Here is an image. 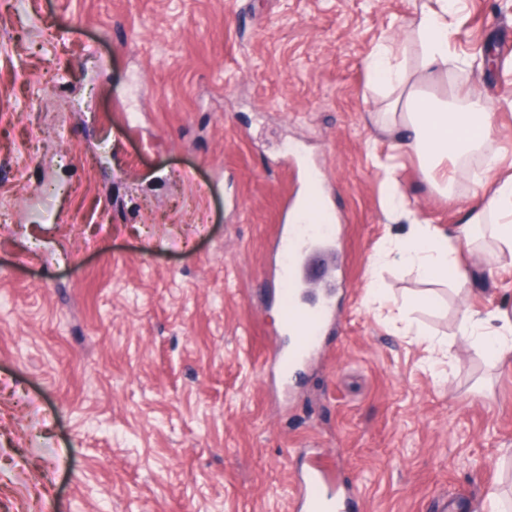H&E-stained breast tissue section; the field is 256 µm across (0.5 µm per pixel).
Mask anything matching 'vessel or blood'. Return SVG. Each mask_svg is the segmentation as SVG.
<instances>
[{"mask_svg":"<svg viewBox=\"0 0 512 512\" xmlns=\"http://www.w3.org/2000/svg\"><path fill=\"white\" fill-rule=\"evenodd\" d=\"M281 264L276 277L284 282L282 294L284 325L294 335L293 346L274 354L271 363L282 377H289L297 366L321 348L327 322L335 315L332 290L334 277H327L323 295L314 303L301 298L317 263L336 253V234L331 224H293L280 234ZM359 492L355 487L334 484L332 463L310 460L295 484L293 512H356Z\"/></svg>","mask_w":512,"mask_h":512,"instance_id":"b4317fda","label":"vessel or blood"}]
</instances>
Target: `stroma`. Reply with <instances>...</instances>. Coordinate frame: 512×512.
<instances>
[{
	"label": "stroma",
	"mask_w": 512,
	"mask_h": 512,
	"mask_svg": "<svg viewBox=\"0 0 512 512\" xmlns=\"http://www.w3.org/2000/svg\"><path fill=\"white\" fill-rule=\"evenodd\" d=\"M415 2L0 0V512H292L312 453L359 512H512V365L461 329L512 315V263L485 229L462 290L394 253L485 203L483 156L512 174V111L445 184L369 70L386 44L423 95L512 99V0H460L431 77ZM311 172L345 285L284 397L269 273Z\"/></svg>",
	"instance_id": "35a3bbf8"
}]
</instances>
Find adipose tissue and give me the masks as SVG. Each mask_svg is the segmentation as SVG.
I'll return each mask as SVG.
<instances>
[{
	"instance_id": "obj_1",
	"label": "adipose tissue",
	"mask_w": 512,
	"mask_h": 512,
	"mask_svg": "<svg viewBox=\"0 0 512 512\" xmlns=\"http://www.w3.org/2000/svg\"><path fill=\"white\" fill-rule=\"evenodd\" d=\"M457 9V0H435L434 5H422L414 30L423 52L419 66L422 71L434 73L447 68L451 57L448 41L452 34L448 23ZM408 109L402 113H388L389 125L400 126L401 146L416 150L426 159L427 169H434L443 161L455 159L480 146L492 130V117L486 102L479 96L467 99L465 107L432 100L422 95H409ZM486 211L469 218L470 223H482L486 212H494L496 224L491 227L498 248L491 260L512 256V176L487 185ZM399 261L417 267L428 279L454 278L458 287H466L467 275L458 265L454 248L446 237L423 226L397 247Z\"/></svg>"
}]
</instances>
